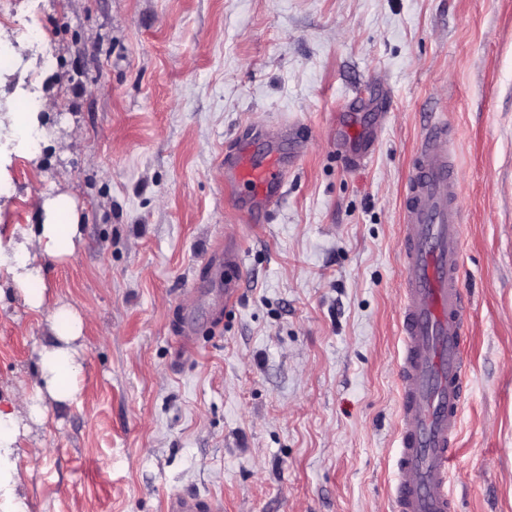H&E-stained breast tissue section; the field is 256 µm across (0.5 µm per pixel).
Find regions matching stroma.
Returning <instances> with one entry per match:
<instances>
[{"label":"stroma","instance_id":"1","mask_svg":"<svg viewBox=\"0 0 512 512\" xmlns=\"http://www.w3.org/2000/svg\"><path fill=\"white\" fill-rule=\"evenodd\" d=\"M43 37L28 42V28ZM42 69L48 143L14 158L0 233L70 194L75 253L44 284L83 318L80 395L17 469L30 512H394L401 200L429 113L452 130L469 392L459 512H512V0H6ZM381 120L365 168L336 122ZM284 122L306 151L251 223L224 153ZM244 256L224 305L215 258ZM45 313L0 305V393L33 390ZM168 512H219L221 505L192 493L171 495L167 501Z\"/></svg>","mask_w":512,"mask_h":512}]
</instances>
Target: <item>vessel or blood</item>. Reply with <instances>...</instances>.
<instances>
[{"label":"vessel or blood","mask_w":512,"mask_h":512,"mask_svg":"<svg viewBox=\"0 0 512 512\" xmlns=\"http://www.w3.org/2000/svg\"><path fill=\"white\" fill-rule=\"evenodd\" d=\"M263 159L247 146L225 152L224 184L248 191L245 210L264 222L285 193L288 170L304 144L282 130L259 132ZM446 120L432 115L423 129L402 203V295L399 307L402 354L399 420L392 499L395 512H455L448 478L465 400L462 351L465 300L461 283L462 213L457 167ZM243 258L224 247V299L239 288ZM167 512H220L219 503L192 493L169 497Z\"/></svg>","instance_id":"b4317fda"}]
</instances>
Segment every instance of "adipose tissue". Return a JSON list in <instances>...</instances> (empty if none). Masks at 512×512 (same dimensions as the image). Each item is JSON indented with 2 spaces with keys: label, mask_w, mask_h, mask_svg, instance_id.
<instances>
[{
  "label": "adipose tissue",
  "mask_w": 512,
  "mask_h": 512,
  "mask_svg": "<svg viewBox=\"0 0 512 512\" xmlns=\"http://www.w3.org/2000/svg\"><path fill=\"white\" fill-rule=\"evenodd\" d=\"M46 139L40 112L0 114V178L15 153L33 155ZM43 220L7 236H0V302L21 297L29 309L48 315L52 339L41 346L34 363L40 380L34 392L26 393V413L16 410L14 394L0 398V512H29L28 499L17 476V452L22 437L42 421L48 404L73 402L81 371L77 341L82 334L79 313L65 303H48L44 289L45 260L61 261L71 256L81 236L80 213L66 194L40 201Z\"/></svg>",
  "instance_id": "adipose-tissue-1"
}]
</instances>
